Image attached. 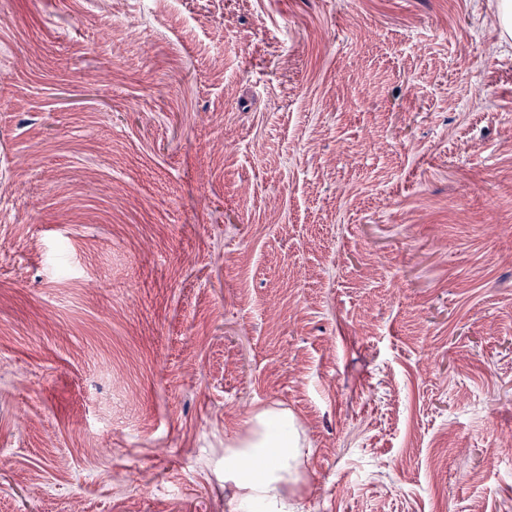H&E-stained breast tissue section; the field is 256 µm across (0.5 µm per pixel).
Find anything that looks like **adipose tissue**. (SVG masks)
Wrapping results in <instances>:
<instances>
[{
	"label": "adipose tissue",
	"mask_w": 512,
	"mask_h": 512,
	"mask_svg": "<svg viewBox=\"0 0 512 512\" xmlns=\"http://www.w3.org/2000/svg\"><path fill=\"white\" fill-rule=\"evenodd\" d=\"M303 450L287 412L265 408L224 442V479L240 490L236 512H295L288 485L297 483Z\"/></svg>",
	"instance_id": "obj_1"
}]
</instances>
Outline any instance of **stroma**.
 Segmentation results:
<instances>
[{
  "label": "stroma",
  "mask_w": 512,
  "mask_h": 512,
  "mask_svg": "<svg viewBox=\"0 0 512 512\" xmlns=\"http://www.w3.org/2000/svg\"><path fill=\"white\" fill-rule=\"evenodd\" d=\"M499 0H0V512H512ZM224 447V482L241 491L233 511L295 512L287 486L300 478L304 448L287 412L260 410L243 434L225 439Z\"/></svg>",
  "instance_id": "stroma-1"
}]
</instances>
